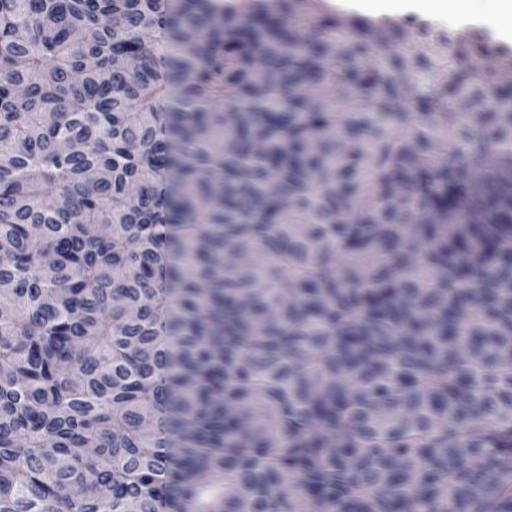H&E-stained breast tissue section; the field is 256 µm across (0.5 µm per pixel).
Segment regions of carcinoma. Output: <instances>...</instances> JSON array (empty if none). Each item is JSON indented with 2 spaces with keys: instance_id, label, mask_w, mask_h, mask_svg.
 <instances>
[{
  "instance_id": "obj_1",
  "label": "carcinoma",
  "mask_w": 512,
  "mask_h": 512,
  "mask_svg": "<svg viewBox=\"0 0 512 512\" xmlns=\"http://www.w3.org/2000/svg\"><path fill=\"white\" fill-rule=\"evenodd\" d=\"M0 512H512V52L0 0Z\"/></svg>"
}]
</instances>
